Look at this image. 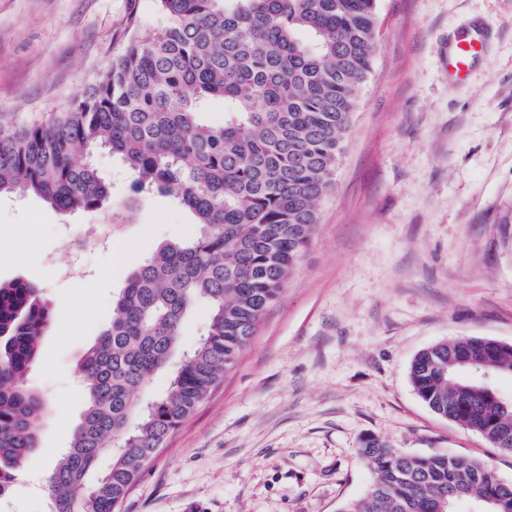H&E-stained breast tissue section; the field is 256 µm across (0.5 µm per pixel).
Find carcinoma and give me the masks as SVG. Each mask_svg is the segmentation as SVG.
<instances>
[{"label":"carcinoma","instance_id":"cac0c4a2","mask_svg":"<svg viewBox=\"0 0 512 512\" xmlns=\"http://www.w3.org/2000/svg\"><path fill=\"white\" fill-rule=\"evenodd\" d=\"M152 38L132 40L92 84L52 117L0 123V197L32 193L71 214L102 209L110 183L92 163L106 149L133 175V191L172 196L197 234L165 243L128 278L112 318L78 367L84 406L71 442L46 478L48 512H118L127 492L237 363L305 251L319 199L377 48L376 0H157ZM224 101V122L201 114ZM206 331L181 348L192 309ZM51 321L35 287L0 282V484L39 448L44 398L26 376ZM492 358L512 373V349L481 337L420 351L410 365L435 414L512 452V404L461 364ZM170 383L146 388L159 371ZM110 468L85 488L100 457ZM359 455L374 474L341 512H435L441 498L488 506L497 477L442 452L408 456L367 435Z\"/></svg>","mask_w":512,"mask_h":512}]
</instances>
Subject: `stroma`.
<instances>
[{
  "label": "stroma",
  "instance_id": "stroma-1",
  "mask_svg": "<svg viewBox=\"0 0 512 512\" xmlns=\"http://www.w3.org/2000/svg\"><path fill=\"white\" fill-rule=\"evenodd\" d=\"M380 38L317 222L280 298L238 363L168 438L120 512H339L373 475L362 435L408 455L480 461L512 482V453L431 411L409 379L414 356L447 340L512 344V0H377ZM492 30L465 82L448 38ZM155 0H0V117L62 111L131 38L161 25ZM94 163L112 204L64 214L32 194L0 199V282L49 306L27 382L43 396L40 444L0 512H47L44 478L83 410L78 366L128 275L194 217L132 191L111 153ZM65 224H108L80 281L63 278ZM30 225L32 246L13 229ZM91 307L65 317L59 302Z\"/></svg>",
  "mask_w": 512,
  "mask_h": 512
}]
</instances>
